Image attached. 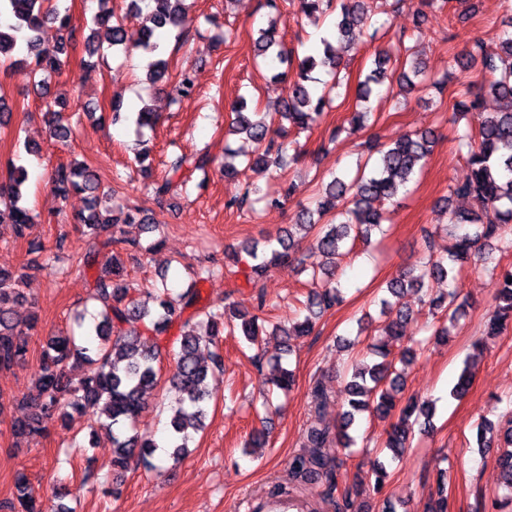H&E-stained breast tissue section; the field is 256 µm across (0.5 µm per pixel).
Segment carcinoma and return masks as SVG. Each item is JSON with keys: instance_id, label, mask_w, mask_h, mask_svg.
Returning a JSON list of instances; mask_svg holds the SVG:
<instances>
[{"instance_id": "obj_1", "label": "carcinoma", "mask_w": 512, "mask_h": 512, "mask_svg": "<svg viewBox=\"0 0 512 512\" xmlns=\"http://www.w3.org/2000/svg\"><path fill=\"white\" fill-rule=\"evenodd\" d=\"M98 10L91 19L92 27L84 40V51L92 58L100 54L101 43L112 50L127 51L125 31L119 22L112 21L110 0H96ZM339 9L331 30L336 41L351 42L356 32L375 27L373 17L368 14L366 0H300L301 12L313 17L330 7ZM150 25L144 28L139 48L154 57L149 66V79L164 83L168 73V59L159 38L163 31L176 30L185 35L189 30L190 17L186 0H147ZM56 24L67 35V41L49 45L41 41L39 33L48 24ZM76 28L69 13H61L45 6V0H0V60L9 65H26L36 77L37 92L49 93L47 77L63 72L66 62L61 56L67 48L74 46ZM501 52L488 54L477 41L459 53L448 56V70L462 73H479L481 79L476 92L466 100L455 103V108L470 112L476 119V127H467L456 134L457 153L466 156L470 174L462 181L449 186L444 199V210L448 214V235L454 237L455 245L445 255L428 252L418 263L404 269L397 277L386 283L385 295L379 299L380 337L369 345L371 360H362L351 367L346 375V399L348 406L342 414L341 423L332 427L316 424L308 428L305 436L307 454H299L289 462L288 472L295 479L323 480L327 484V495L337 490L336 466L328 462L323 449L331 443L342 448L354 445L350 429L358 416L369 414L390 420L383 447L391 452V459L398 460L410 447V418L423 420L429 425L434 415L432 404L415 396L406 399L405 405L397 407L404 391V367L417 357L422 341L406 334L412 319L409 309L400 305L399 299L406 291H416L428 299L434 317L453 321L463 313L467 300L461 299L458 281L461 273L472 263L494 251H512V32L499 34ZM322 55H307L293 58L284 46V36L276 23L259 30L255 40L257 56L270 66L284 65L286 70L273 74L286 80L288 70H295L289 81L288 97L284 101L280 120L300 130L316 124L323 116L332 99L326 94H316L310 83L317 81L312 73L324 67L340 75L342 68L336 49L327 38L321 39ZM399 62L401 70L396 82L401 93L409 95L428 85L440 87L441 82H427L422 62L411 53L405 38L399 37L396 45L376 50L372 66L364 79L358 81L356 98L366 101L374 88L385 85L393 77L391 64ZM498 102L495 112H484L485 96ZM47 123L50 136L64 141L70 137L71 129L64 123L62 111L47 108ZM268 114L247 111V102L242 99L234 106V118L227 134L243 135L255 144V153L244 158L224 146V176L233 178L239 174L238 165L258 175L268 174L271 168L282 166L283 154L288 145L272 136ZM158 115L148 106L137 112L135 124L138 128L154 129ZM370 112L358 104L347 118L348 130L362 131L368 127ZM436 141L431 128L419 129L403 135L393 143L382 144L377 149L379 158L366 171L353 179L334 176L325 185L323 195L314 210H304L298 216V227L317 230L316 249L328 260V267L311 280L323 282L322 290L312 291L307 299V315L291 326L267 328L265 320L257 314L244 312L240 326H235L227 317V311L235 305L199 306V291L187 288L176 295L161 281V287L146 291L135 298L131 296L133 283L129 270L118 258L115 246L120 240L114 236L118 223L145 224L147 230L155 232L159 225L149 222L146 209L134 207L118 220L107 216L102 209L98 194V176L91 165L82 161L59 165L52 174L51 183L56 195L67 199L72 193L88 196L87 208L78 213L75 221L84 225L90 237L88 251L83 258L84 267L91 269L102 264L101 271L90 283V288L101 300L97 320L84 325V314L76 316L79 326L86 327V341L79 344L71 334H54L48 337L42 350L38 369L33 380V389L23 404L27 413L13 422L16 436L41 435L56 422L68 421L72 414L82 413L88 407H97L105 416L102 425L112 442V463L120 470L128 467L132 460L148 461L153 457L157 443L152 435L138 430L137 417L147 397L160 385L161 378L155 363L160 350L159 342L151 344L143 340L137 330L127 331L124 326L149 321L146 330L159 336L167 330L173 319L185 311L190 315L181 323L176 338L179 350L175 352L174 369L168 382L179 393L178 404L172 409L167 423V443L172 452L170 458L181 459L189 448L193 433L200 430L206 417L208 403L213 395V386L224 372L222 357L212 355L213 368L203 366L198 358L201 344L216 345L224 335L236 332L251 346H259L265 336H281L289 341L293 336L310 334L316 321L325 312L342 301L341 288L332 276L337 260L345 255L348 240L370 239L373 230L385 221L382 212L373 208L372 201L385 199L397 203L400 189L419 171ZM216 163L208 153L193 156L178 155L170 161L168 174L153 183L154 200L161 203L170 194L174 179L185 187L190 182L184 172H207ZM26 169L7 167V176L0 182V223L12 224L15 238L26 237L36 217L25 202ZM250 199V193L235 198L227 207L240 211L254 210V204L266 202L267 208L281 205L283 195L260 194ZM463 199L469 207L459 208L453 201ZM330 216L324 224L315 217ZM299 240L288 230L276 242L259 246L257 242L240 245L231 251L234 263H244L245 279L256 283L268 271L281 264L297 259ZM493 275L497 279L496 306L486 321V333L495 336L512 324V266L496 267ZM24 274H14L0 269V371H8L24 364L29 352L26 333L19 328L14 317V307L26 300L22 288ZM448 283V292L432 294L431 282ZM476 356H471L451 390L455 398L463 397L469 390L474 372ZM85 367L83 375L74 382L69 377L71 368ZM271 383L282 391L289 390L294 382V371L285 367L282 357L271 365ZM476 443L480 453L489 448L498 452L497 465L503 488L507 491L501 501L492 502L491 512H504L512 506V420L506 430L494 422L484 419L476 429ZM5 508L10 512H42L40 505L25 475L15 480L14 496ZM425 512H450L446 489V471H439L437 497L425 505Z\"/></svg>"}]
</instances>
